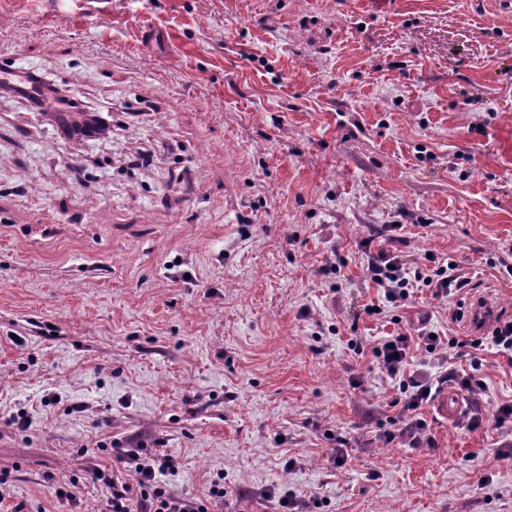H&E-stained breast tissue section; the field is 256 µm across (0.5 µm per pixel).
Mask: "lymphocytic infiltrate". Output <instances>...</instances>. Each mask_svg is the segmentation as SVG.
I'll list each match as a JSON object with an SVG mask.
<instances>
[{"label":"lymphocytic infiltrate","mask_w":512,"mask_h":512,"mask_svg":"<svg viewBox=\"0 0 512 512\" xmlns=\"http://www.w3.org/2000/svg\"><path fill=\"white\" fill-rule=\"evenodd\" d=\"M0 85L27 98L35 106L50 101L55 112L77 113V120L65 127L67 134L86 137L104 129L103 113L85 108L75 95L61 93L54 83L38 74H30L24 81L10 79ZM385 230L384 245H375L373 237L368 236L360 241L359 246L367 257V276L387 303L397 308L408 306L418 285L431 289L437 298L453 295L467 286L468 280L455 261L410 263L404 250L406 239L401 234V225L389 224ZM488 342L499 352L512 356V319L498 321L487 339L473 336L445 338L421 326L412 332L388 336L375 346L372 353L377 364L385 375L397 381L402 403L400 416L380 425V438L385 443L396 442L412 450L435 448V438L421 413L423 406L432 400L434 391L448 382H457L460 389L475 392L480 388V380L472 375H459L453 370L436 376L422 370L407 372L412 353L419 349L434 359L450 349L477 350ZM116 459L124 465V477L106 473L98 476L107 491L104 512H215L217 504L224 499L223 488L216 484L210 487L204 499L184 498L169 491L163 477L176 472L169 458L157 454L130 455L120 451Z\"/></svg>","instance_id":"1"}]
</instances>
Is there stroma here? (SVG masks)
Returning <instances> with one entry per match:
<instances>
[{"instance_id":"35a3bbf8","label":"stroma","mask_w":512,"mask_h":512,"mask_svg":"<svg viewBox=\"0 0 512 512\" xmlns=\"http://www.w3.org/2000/svg\"><path fill=\"white\" fill-rule=\"evenodd\" d=\"M0 69L113 118L66 144L0 92V512H99L115 441L220 512H512V362L448 358L488 418L425 407L419 452L378 437L372 356L426 316L468 335L484 293L512 317V0H0ZM386 224L469 288L386 303L359 248ZM267 497L277 498L275 512H314L313 508H318L314 499H300L293 495L284 493L283 495L274 496L271 492H264Z\"/></svg>"}]
</instances>
